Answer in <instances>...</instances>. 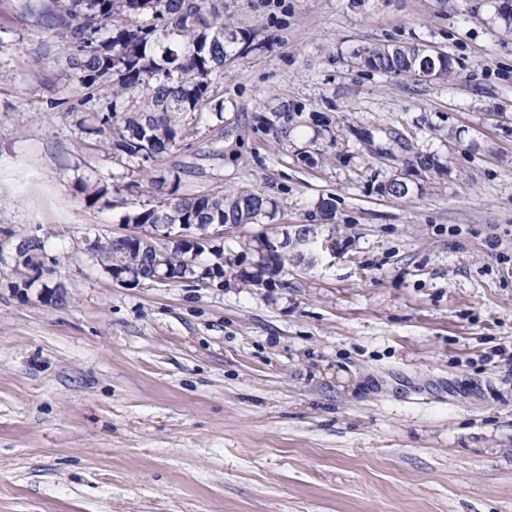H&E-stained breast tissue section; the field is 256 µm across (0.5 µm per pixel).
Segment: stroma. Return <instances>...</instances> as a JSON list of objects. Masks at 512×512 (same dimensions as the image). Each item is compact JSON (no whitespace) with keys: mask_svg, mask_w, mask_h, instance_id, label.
<instances>
[{"mask_svg":"<svg viewBox=\"0 0 512 512\" xmlns=\"http://www.w3.org/2000/svg\"><path fill=\"white\" fill-rule=\"evenodd\" d=\"M0 0V512H512V25L499 0H224L255 30L224 123L169 153L183 191L279 210L224 239L223 286H123L95 237L130 195L68 88V53ZM430 47L450 79L359 65ZM281 101L287 139L257 119ZM419 153L438 168L413 165ZM404 180L406 197L383 194ZM306 228L278 288L234 279L248 240ZM38 237L62 298L17 289ZM498 249H489L488 239ZM410 47L412 55H415L419 50V46H388L367 48L360 54L359 57L365 66L373 71L391 74V73H405L409 72L413 67H416L420 61V57L413 62V59L406 51ZM78 192L89 205H94L101 200H105L112 206V199L108 197L109 188L101 180H85L78 185Z\"/></svg>","mask_w":512,"mask_h":512,"instance_id":"obj_1","label":"stroma"}]
</instances>
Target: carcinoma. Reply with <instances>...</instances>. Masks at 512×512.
<instances>
[{"label": "carcinoma", "mask_w": 512, "mask_h": 512, "mask_svg": "<svg viewBox=\"0 0 512 512\" xmlns=\"http://www.w3.org/2000/svg\"><path fill=\"white\" fill-rule=\"evenodd\" d=\"M32 14L50 17L68 51L75 76L73 92L80 101L96 104L94 131L111 141L112 154L133 163L142 176L137 188L150 201L133 203L122 216L126 224H259L278 209L275 199L259 192L224 195L180 192L177 172L155 177L159 162L171 151L192 146L194 132L204 119L224 122L215 104L214 84L224 78V65L255 45L256 34L224 25V0H53L49 8L28 0ZM419 46L367 48L360 59L384 74L405 73L416 66L411 53ZM276 135L288 138L292 110L282 103L260 117ZM153 158L145 165L142 157ZM86 203L112 204L109 188L100 180L79 183ZM27 255L15 264L16 287H49L54 274L43 260L42 242L27 239L20 245ZM95 255L112 258V267L149 277L147 254L152 247L104 237L90 245ZM173 276L189 266L204 274L201 282L224 277V242L208 244L201 252L167 246ZM255 260L235 274L243 288H255L269 274L285 266L288 254L276 246L254 249ZM43 271L31 278L34 267Z\"/></svg>", "instance_id": "carcinoma-1"}]
</instances>
